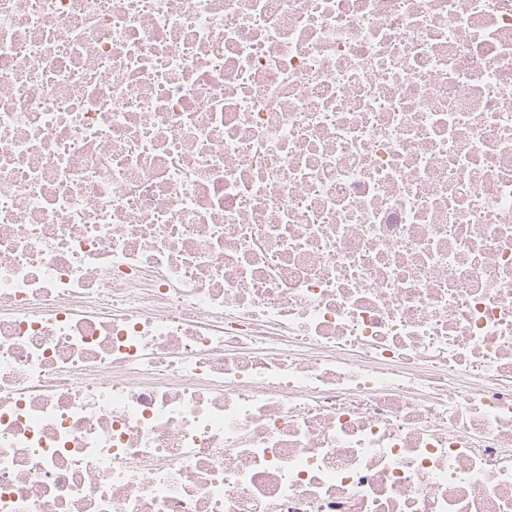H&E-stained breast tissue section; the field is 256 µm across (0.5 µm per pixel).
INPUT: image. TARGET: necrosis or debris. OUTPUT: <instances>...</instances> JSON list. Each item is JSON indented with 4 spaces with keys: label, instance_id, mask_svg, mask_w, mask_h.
<instances>
[{
    "label": "necrosis or debris",
    "instance_id": "obj_1",
    "mask_svg": "<svg viewBox=\"0 0 512 512\" xmlns=\"http://www.w3.org/2000/svg\"><path fill=\"white\" fill-rule=\"evenodd\" d=\"M0 512H512V0H0Z\"/></svg>",
    "mask_w": 512,
    "mask_h": 512
}]
</instances>
